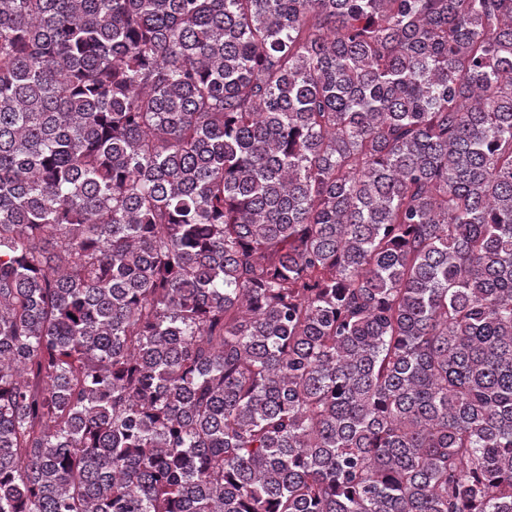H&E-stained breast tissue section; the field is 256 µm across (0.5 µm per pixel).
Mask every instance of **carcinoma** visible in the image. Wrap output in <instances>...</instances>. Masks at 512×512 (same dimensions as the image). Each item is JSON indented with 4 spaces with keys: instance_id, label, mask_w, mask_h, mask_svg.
<instances>
[{
    "instance_id": "cac0c4a2",
    "label": "carcinoma",
    "mask_w": 512,
    "mask_h": 512,
    "mask_svg": "<svg viewBox=\"0 0 512 512\" xmlns=\"http://www.w3.org/2000/svg\"><path fill=\"white\" fill-rule=\"evenodd\" d=\"M0 512H512V0H0Z\"/></svg>"
}]
</instances>
